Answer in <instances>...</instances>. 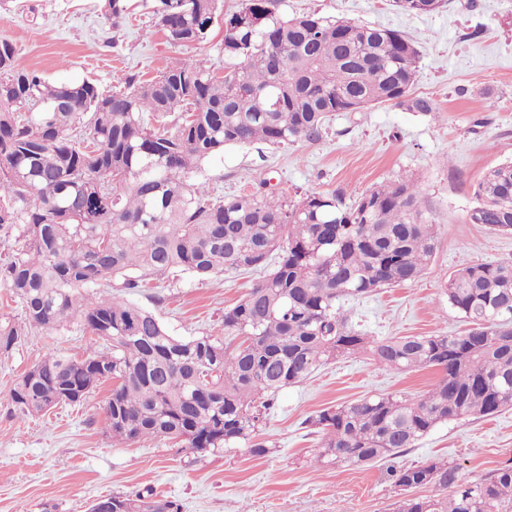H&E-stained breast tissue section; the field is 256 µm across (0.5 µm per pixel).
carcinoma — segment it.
<instances>
[{
    "label": "carcinoma",
    "instance_id": "cac0c4a2",
    "mask_svg": "<svg viewBox=\"0 0 512 512\" xmlns=\"http://www.w3.org/2000/svg\"><path fill=\"white\" fill-rule=\"evenodd\" d=\"M278 0H158L157 26L176 45L224 28V71L186 58L151 78L103 90L51 82L0 40V283L21 305L0 319V354L28 330L74 327L98 346L48 355L9 391L25 417L83 402L104 383L106 430L119 443L168 438L198 453L273 452L256 431L278 393L317 368L362 352L400 371L434 368L418 397L386 393L328 406L309 419L323 467L392 461L440 425L512 408V261H482L443 293L469 325L462 334L375 340L336 309L414 284L437 248L416 187L380 186L345 204L336 193L297 201L271 193L227 200L196 180L228 146L316 143L335 112L379 104L432 112L411 94L420 51L401 31L279 13ZM428 15L446 0H394ZM175 121V130L166 126ZM472 224L512 233V161L488 170ZM204 280L226 271L258 280L224 310V335H172L151 310L120 296L173 270ZM400 491L391 512H512V460L467 482L443 459L390 466ZM125 512H180L153 494H116Z\"/></svg>",
    "mask_w": 512,
    "mask_h": 512
}]
</instances>
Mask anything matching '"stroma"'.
<instances>
[{
    "label": "stroma",
    "instance_id": "obj_1",
    "mask_svg": "<svg viewBox=\"0 0 512 512\" xmlns=\"http://www.w3.org/2000/svg\"><path fill=\"white\" fill-rule=\"evenodd\" d=\"M104 3L9 0L0 9V40L49 81L88 79L106 90L126 75L152 76L189 57L223 68L222 27L203 44L176 46L155 24V0H127L129 16L117 26ZM279 9L401 30L420 51L412 92L431 97L436 109L423 114L382 104L338 112L320 142L228 147L207 161L203 180L224 197L267 179L292 200L336 192L348 203L373 187L413 182L436 222L434 256L415 284L343 301V310L380 340L465 331L443 295L449 278L478 261H512V234L468 220L483 174L512 161V0H449L419 16L399 12L392 0H281ZM255 280L246 272L203 282L180 273L132 300L155 309L173 335L220 336L225 308ZM157 291L166 297L159 307L152 300ZM93 343L77 329L39 332L0 355V512H88L100 497L134 493L177 500L181 512H389L398 490L386 467L319 468V437L309 420L367 396L416 397L439 378L434 369L397 372L364 353L320 366L307 382L279 393L258 434L272 448L261 458L241 448L199 454L163 438L114 443L105 431V385L77 405L38 417L11 415L8 393L25 369L55 352L80 355ZM432 458L447 459L469 482L512 459V408L439 426L398 462Z\"/></svg>",
    "mask_w": 512,
    "mask_h": 512
}]
</instances>
